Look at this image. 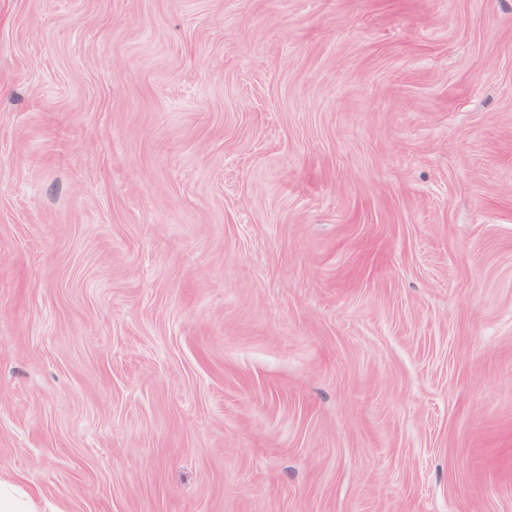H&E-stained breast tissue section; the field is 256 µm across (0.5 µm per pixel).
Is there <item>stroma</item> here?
<instances>
[{
	"label": "stroma",
	"mask_w": 512,
	"mask_h": 512,
	"mask_svg": "<svg viewBox=\"0 0 512 512\" xmlns=\"http://www.w3.org/2000/svg\"><path fill=\"white\" fill-rule=\"evenodd\" d=\"M0 482L512 512V0H0Z\"/></svg>",
	"instance_id": "stroma-1"
}]
</instances>
